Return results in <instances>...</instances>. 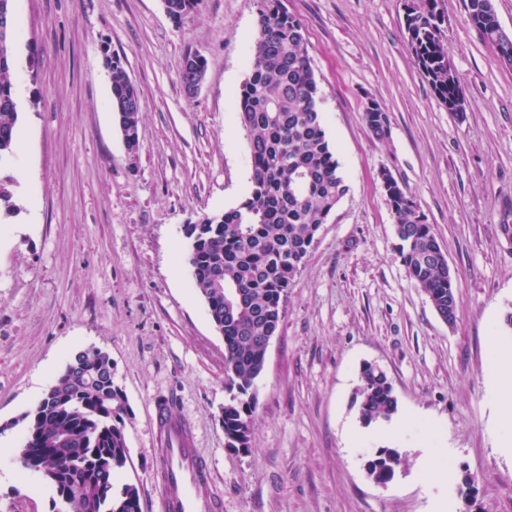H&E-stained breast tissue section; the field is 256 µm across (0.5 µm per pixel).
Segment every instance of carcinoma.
<instances>
[{"label": "carcinoma", "mask_w": 512, "mask_h": 512, "mask_svg": "<svg viewBox=\"0 0 512 512\" xmlns=\"http://www.w3.org/2000/svg\"><path fill=\"white\" fill-rule=\"evenodd\" d=\"M173 20L194 11L199 0H162ZM468 21L492 47L512 43L498 18L494 0H465ZM444 17L438 0H420L405 19L408 43L437 99L465 116L457 76L448 61L442 34ZM13 64L12 33H0V159L12 154L17 138V102L8 74ZM112 111L126 148L139 149L140 95L120 58H107ZM205 60L189 53L180 64L187 96L204 78ZM364 118L382 139L389 120L374 101ZM239 119L248 132L252 165L245 200L221 214H204L184 225L188 263L195 288L210 319L224 336V375L230 394L222 425L226 447L248 450L256 396L255 381L265 363L266 340L275 335L284 315L288 288L313 245L320 226L348 187L326 138L320 97L310 65L302 25L279 0H266L260 14L251 71L239 93ZM395 217L398 258L410 280L427 295L438 316L456 321L457 283L433 226L416 202L397 184L386 188ZM365 425L390 420L397 399L385 371L365 364L355 392ZM130 408L115 385L112 361L97 349L81 350L66 363L46 396L26 413L18 456L33 466L56 459L66 479L45 475L52 491L65 490V512H141L138 488H116L114 478L128 458L125 420ZM403 463L396 448L382 447L368 461V476L390 482Z\"/></svg>", "instance_id": "1"}]
</instances>
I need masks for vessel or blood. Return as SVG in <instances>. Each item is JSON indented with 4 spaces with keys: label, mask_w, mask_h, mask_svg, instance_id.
I'll return each mask as SVG.
<instances>
[{
    "label": "vessel or blood",
    "mask_w": 512,
    "mask_h": 512,
    "mask_svg": "<svg viewBox=\"0 0 512 512\" xmlns=\"http://www.w3.org/2000/svg\"><path fill=\"white\" fill-rule=\"evenodd\" d=\"M157 428L154 478L168 489L164 512H224V497L212 469L195 446L191 426L170 412L168 400L154 403Z\"/></svg>",
    "instance_id": "b4317fda"
}]
</instances>
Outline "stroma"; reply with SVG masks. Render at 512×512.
Returning a JSON list of instances; mask_svg holds the SVG:
<instances>
[{"label":"stroma","instance_id":"35a3bbf8","mask_svg":"<svg viewBox=\"0 0 512 512\" xmlns=\"http://www.w3.org/2000/svg\"><path fill=\"white\" fill-rule=\"evenodd\" d=\"M303 26L321 121L348 192L288 290L255 382L251 450L227 448L224 338L198 294L182 227L238 206L251 184L238 114L264 0H199L173 21L161 0H13L10 80L18 140L0 161L13 211L0 213V436L80 350L112 360L130 407L128 460L142 512H162L153 478L155 399L173 396L224 495V512H512V431L498 427L494 345L512 346V68L439 0L465 120L440 105L405 33L411 0H280ZM206 61L187 97L185 54ZM141 99L129 153L111 107L107 56ZM383 104L376 139L364 108ZM390 175L424 213L458 285L454 324L435 312L395 253ZM386 372L394 436L363 425L353 394L364 363ZM357 429L348 444L346 432ZM399 450L387 484L376 449ZM0 512H52L42 476L4 479ZM403 463L402 455L396 448H379L373 459L368 461V476L378 484L390 482L397 468Z\"/></svg>","mask_w":512,"mask_h":512}]
</instances>
